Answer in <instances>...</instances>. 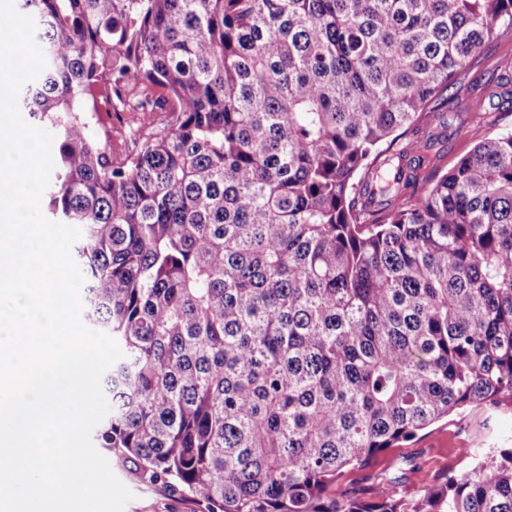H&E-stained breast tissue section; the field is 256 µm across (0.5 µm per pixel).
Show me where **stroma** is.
Wrapping results in <instances>:
<instances>
[{"label":"stroma","instance_id":"stroma-1","mask_svg":"<svg viewBox=\"0 0 512 512\" xmlns=\"http://www.w3.org/2000/svg\"><path fill=\"white\" fill-rule=\"evenodd\" d=\"M512 81V31L488 43L448 91L443 117L428 125L434 140L428 151L431 166L445 171L466 156L481 138L512 129V110L496 93ZM512 442V412L474 408L452 415L418 432L410 441L389 448L363 469L347 473L342 491L375 499L384 496L386 476L399 477L398 490L418 499L425 487L450 469L462 470L487 448ZM114 475L132 492L125 512H205L202 502L186 493L167 492L138 482L127 468L111 463Z\"/></svg>","mask_w":512,"mask_h":512}]
</instances>
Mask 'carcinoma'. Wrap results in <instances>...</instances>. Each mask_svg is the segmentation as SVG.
Listing matches in <instances>:
<instances>
[{
  "label": "carcinoma",
  "mask_w": 512,
  "mask_h": 512,
  "mask_svg": "<svg viewBox=\"0 0 512 512\" xmlns=\"http://www.w3.org/2000/svg\"><path fill=\"white\" fill-rule=\"evenodd\" d=\"M47 67L43 197L123 351L93 429L206 512H512V444L422 497L336 490L512 406V131L419 174L421 114L512 0H18ZM132 112L116 163L88 113ZM167 115L165 123L155 119Z\"/></svg>",
  "instance_id": "1"
}]
</instances>
